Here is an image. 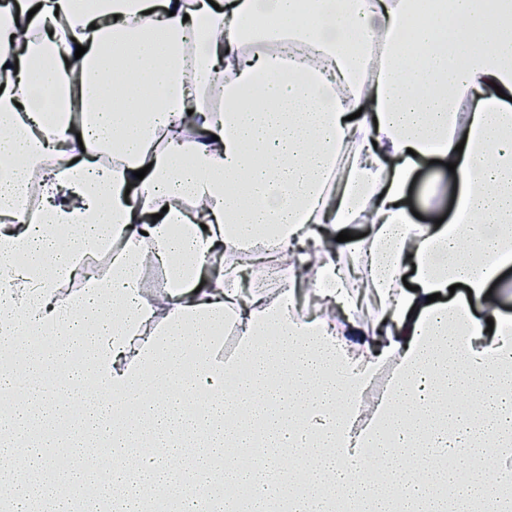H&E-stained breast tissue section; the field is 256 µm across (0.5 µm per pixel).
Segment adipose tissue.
I'll return each mask as SVG.
<instances>
[{
  "label": "adipose tissue",
  "mask_w": 512,
  "mask_h": 512,
  "mask_svg": "<svg viewBox=\"0 0 512 512\" xmlns=\"http://www.w3.org/2000/svg\"><path fill=\"white\" fill-rule=\"evenodd\" d=\"M311 8L303 25L297 0H0V512L48 497L77 512L59 488L107 466L110 512L159 497L171 512H512V322L490 293L512 266V0ZM106 151L121 167L102 166ZM432 158L455 164L466 221L413 220L407 190ZM357 224L366 237L338 241ZM252 248L278 286L245 296ZM97 251L111 268L86 277ZM149 261L167 275L151 294ZM455 284L470 299H451ZM72 346L84 356L61 371ZM87 374L96 394L78 389ZM369 452L375 480L349 466ZM191 463L202 492L189 497L177 485Z\"/></svg>",
  "instance_id": "obj_1"
}]
</instances>
